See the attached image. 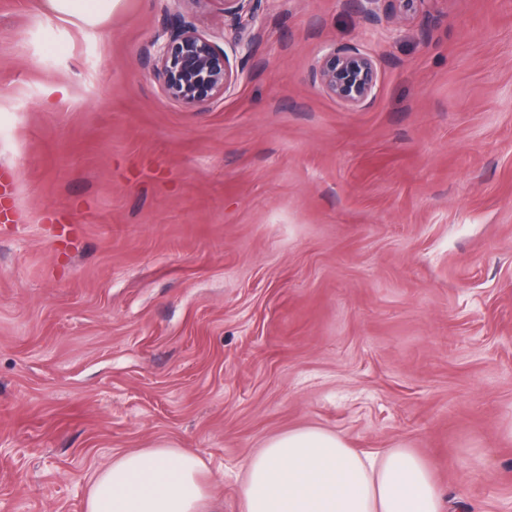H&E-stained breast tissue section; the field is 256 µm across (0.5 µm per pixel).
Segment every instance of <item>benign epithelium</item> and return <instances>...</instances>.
I'll list each match as a JSON object with an SVG mask.
<instances>
[{
	"label": "benign epithelium",
	"mask_w": 512,
	"mask_h": 512,
	"mask_svg": "<svg viewBox=\"0 0 512 512\" xmlns=\"http://www.w3.org/2000/svg\"><path fill=\"white\" fill-rule=\"evenodd\" d=\"M152 71L166 96L186 107L222 97L235 83L224 49L185 21L173 25L157 45ZM313 79L331 97L359 108L374 97L378 66L372 56L357 48L330 46L318 58Z\"/></svg>",
	"instance_id": "obj_1"
}]
</instances>
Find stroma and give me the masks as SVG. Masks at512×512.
<instances>
[{
  "label": "stroma",
  "mask_w": 512,
  "mask_h": 512,
  "mask_svg": "<svg viewBox=\"0 0 512 512\" xmlns=\"http://www.w3.org/2000/svg\"><path fill=\"white\" fill-rule=\"evenodd\" d=\"M0 0V512H84L165 442L224 512L270 437L403 446L446 498L512 512V0ZM229 51L188 109L148 58L178 19ZM378 61L353 110L312 70ZM53 11L69 16L87 25L106 18L119 5L120 0H49Z\"/></svg>",
  "instance_id": "stroma-1"
}]
</instances>
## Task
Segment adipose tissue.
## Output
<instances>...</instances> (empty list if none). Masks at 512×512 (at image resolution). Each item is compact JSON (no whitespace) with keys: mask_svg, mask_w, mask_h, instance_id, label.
Wrapping results in <instances>:
<instances>
[{"mask_svg":"<svg viewBox=\"0 0 512 512\" xmlns=\"http://www.w3.org/2000/svg\"><path fill=\"white\" fill-rule=\"evenodd\" d=\"M195 454L160 443L124 452L89 477L85 512H213ZM242 512H446L411 449L362 453L318 427L268 439L243 464Z\"/></svg>","mask_w":512,"mask_h":512,"instance_id":"adipose-tissue-1","label":"adipose tissue"}]
</instances>
